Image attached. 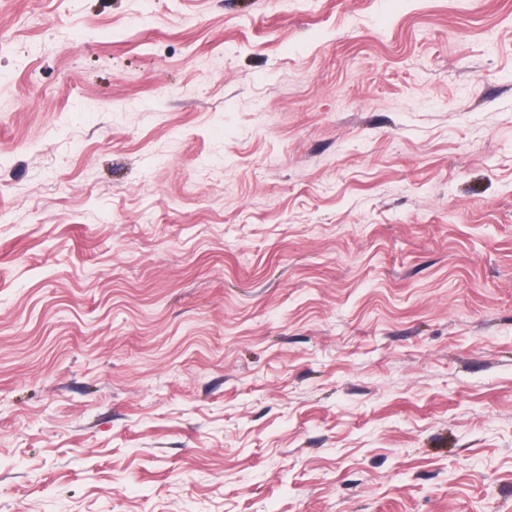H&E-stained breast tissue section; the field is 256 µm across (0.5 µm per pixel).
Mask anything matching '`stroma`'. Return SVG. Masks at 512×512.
Listing matches in <instances>:
<instances>
[{"instance_id": "obj_1", "label": "stroma", "mask_w": 512, "mask_h": 512, "mask_svg": "<svg viewBox=\"0 0 512 512\" xmlns=\"http://www.w3.org/2000/svg\"><path fill=\"white\" fill-rule=\"evenodd\" d=\"M0 512H512V0H0Z\"/></svg>"}]
</instances>
